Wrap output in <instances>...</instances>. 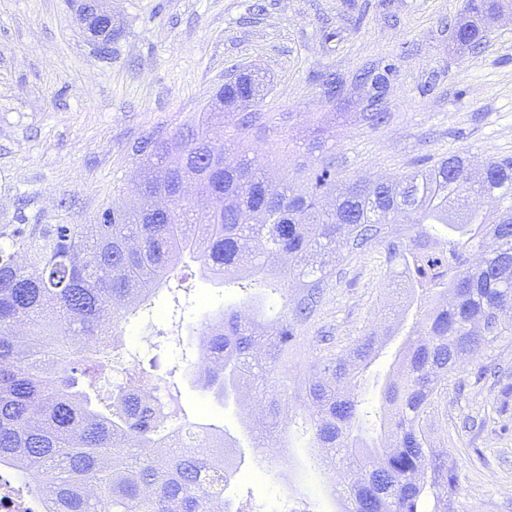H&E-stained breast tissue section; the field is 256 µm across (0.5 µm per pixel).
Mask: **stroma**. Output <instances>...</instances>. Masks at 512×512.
I'll return each instance as SVG.
<instances>
[{"mask_svg": "<svg viewBox=\"0 0 512 512\" xmlns=\"http://www.w3.org/2000/svg\"><path fill=\"white\" fill-rule=\"evenodd\" d=\"M120 30L99 47L67 0H0V226L94 224L112 204L136 202L138 142L192 122L227 79L252 66L270 83L268 111L288 115V149L247 143L275 174L335 159L338 184L392 180L458 154L481 167L512 157V8L493 19L480 48L459 43L467 0H109ZM335 74L329 92L322 77ZM386 112L376 126L370 112ZM321 149L310 150L315 133ZM318 323L344 353L376 328L396 299L379 255L346 257ZM180 287L150 316L125 324L123 363L158 359L165 387L190 420L223 428L236 446L238 478L227 491L240 512H340L339 474L287 430L255 447L242 405L195 384L200 335L212 313L240 305V289L183 259ZM428 427L459 478L453 512H512V336L482 348L448 376Z\"/></svg>", "mask_w": 512, "mask_h": 512, "instance_id": "obj_1", "label": "stroma"}]
</instances>
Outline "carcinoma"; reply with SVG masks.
Segmentation results:
<instances>
[{"mask_svg":"<svg viewBox=\"0 0 512 512\" xmlns=\"http://www.w3.org/2000/svg\"><path fill=\"white\" fill-rule=\"evenodd\" d=\"M503 7L467 5L477 18ZM479 36L473 21L455 33L468 46ZM240 75L249 86L228 80L193 123L136 146L138 208H108L97 224L0 231V472L21 482L0 475V500L29 496L41 512H212L220 498L230 512L224 489L239 464L226 460L224 432L174 425L181 405L171 414L149 399L157 380L145 371L110 396L97 386L123 324L154 304L188 255L204 276L246 291L243 307L206 323L193 374L221 400L262 404L250 418L256 447L295 425L326 470L345 469L343 512H421L430 498L434 512H449L458 479L427 420L448 373L512 335V157L486 160L478 177L450 155L340 189L331 158L297 189L247 155L251 134L280 135L287 116L244 111L267 91L254 72ZM228 109L238 111L234 165L213 136ZM188 177L210 206L181 196ZM345 249L378 252L404 295L401 311L415 317L373 414L357 387L400 322L364 332L344 354L336 337L309 336ZM270 294L282 299L274 317L263 311ZM301 344L314 352L302 365Z\"/></svg>","mask_w":512,"mask_h":512,"instance_id":"obj_1","label":"carcinoma"}]
</instances>
